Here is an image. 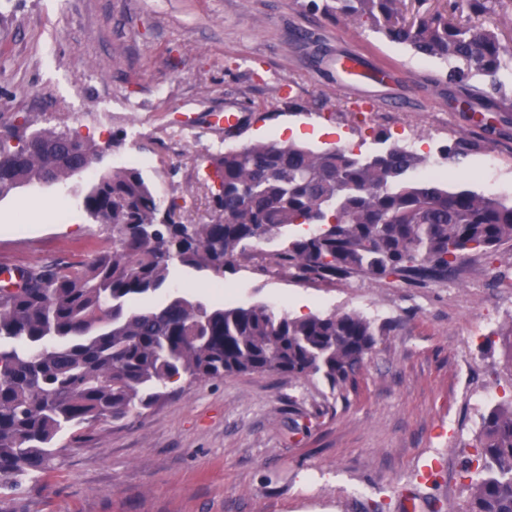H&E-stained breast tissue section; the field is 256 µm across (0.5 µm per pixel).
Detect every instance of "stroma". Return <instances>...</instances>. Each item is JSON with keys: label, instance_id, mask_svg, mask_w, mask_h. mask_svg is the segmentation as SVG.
<instances>
[{"label": "stroma", "instance_id": "35a3bbf8", "mask_svg": "<svg viewBox=\"0 0 512 512\" xmlns=\"http://www.w3.org/2000/svg\"><path fill=\"white\" fill-rule=\"evenodd\" d=\"M307 0H0V118L76 130L101 151V171L135 166L185 221L211 218V156L226 145L285 137L371 155L383 130L432 160L449 138H485L450 187L512 196V123L486 130L448 105L447 68L357 24H337ZM356 52L386 83L344 86L332 66ZM242 112L239 129L213 114ZM390 140V141H391ZM82 173L0 198V262L86 259L112 228L84 212ZM173 285L210 303L281 298L290 316L356 312L389 325L344 390L321 378L234 374L171 386L129 418L63 437L42 477L0 488L5 512H463L460 461L492 403L512 400L498 330L512 323V243L470 253L447 277L410 286L392 277L303 283L246 265L216 280L177 269ZM497 392L487 402V388ZM437 486L417 477L428 460Z\"/></svg>", "mask_w": 512, "mask_h": 512}]
</instances>
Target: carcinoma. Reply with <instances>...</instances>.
Segmentation results:
<instances>
[{
  "mask_svg": "<svg viewBox=\"0 0 512 512\" xmlns=\"http://www.w3.org/2000/svg\"><path fill=\"white\" fill-rule=\"evenodd\" d=\"M411 0H309L334 23L356 20L448 66V100L488 129L512 113V0H447L444 11L407 17ZM480 75L483 85L471 79ZM485 141L456 135L442 150L460 161ZM100 154L67 131L0 126V198L33 183L65 182ZM215 180L205 224L176 219L134 166L99 173L82 206L112 225V244L81 262L27 267L0 288V486L44 473L59 440L99 421L125 419L168 395L167 383L224 375L322 377L340 391L371 355L380 327L355 313L293 318L257 303H205L175 293L134 308L168 285L175 267L221 278L256 247L292 226L308 227L268 254L300 282L393 276L409 285L448 275L472 250L512 242V200L451 190L428 161L395 145L362 156L292 141H250L210 158ZM465 512H512V402L483 417L461 465Z\"/></svg>",
  "mask_w": 512,
  "mask_h": 512,
  "instance_id": "carcinoma-1",
  "label": "carcinoma"
}]
</instances>
